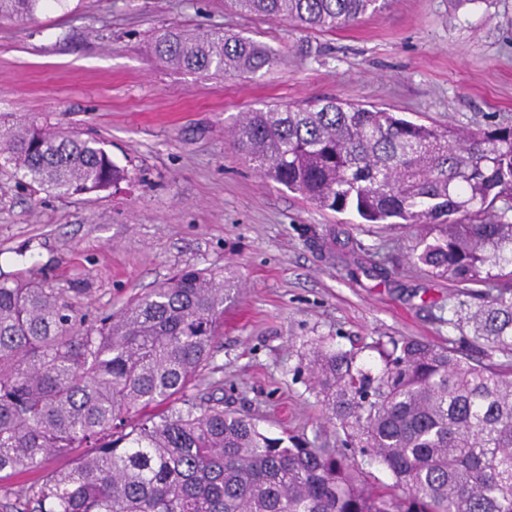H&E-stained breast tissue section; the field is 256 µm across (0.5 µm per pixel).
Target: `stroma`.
I'll return each mask as SVG.
<instances>
[{"label":"stroma","instance_id":"stroma-1","mask_svg":"<svg viewBox=\"0 0 512 512\" xmlns=\"http://www.w3.org/2000/svg\"><path fill=\"white\" fill-rule=\"evenodd\" d=\"M167 28H221L278 62L175 70L146 51ZM329 97L411 121L511 123L512 0H390L337 31L224 0H48L34 20H0V114L98 137L128 171L57 197L0 170V280L45 281L92 321L178 268L234 276L224 334L190 394L361 461L307 377L311 342L362 347L376 368L366 343L459 338L449 308L467 294L414 263L417 228L319 209L261 177L229 135L241 113Z\"/></svg>","mask_w":512,"mask_h":512}]
</instances>
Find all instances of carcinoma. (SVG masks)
I'll use <instances>...</instances> for the list:
<instances>
[{
    "label": "carcinoma",
    "instance_id": "cac0c4a2",
    "mask_svg": "<svg viewBox=\"0 0 512 512\" xmlns=\"http://www.w3.org/2000/svg\"><path fill=\"white\" fill-rule=\"evenodd\" d=\"M47 0H0L35 19ZM230 8L335 31L389 0H227ZM151 53L176 69L256 73L263 45L175 28ZM234 144L264 178L321 209L421 231L416 263L478 303L452 305L465 349L413 337L361 349L312 343L309 374L345 442L392 477L329 448L271 437L250 417L186 394L224 326L234 278L184 268L96 325L54 288L0 281V481L70 448L67 471L15 492L27 512H512V124H425L336 99L244 113ZM0 165L64 197L127 179L102 142L31 118L0 126ZM503 206L496 209V202ZM496 354L504 360L492 361ZM181 406L169 407L171 399ZM137 419L129 422V414Z\"/></svg>",
    "mask_w": 512,
    "mask_h": 512
}]
</instances>
